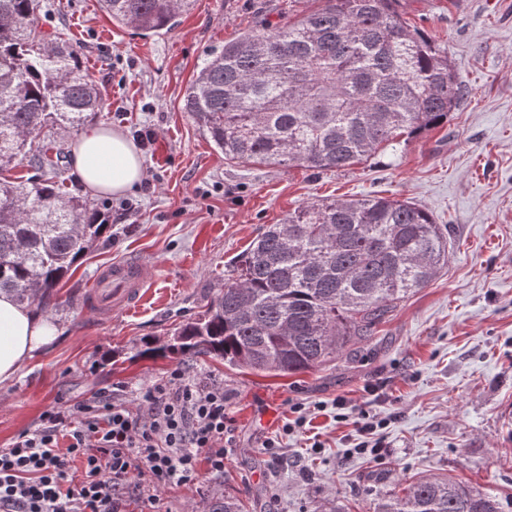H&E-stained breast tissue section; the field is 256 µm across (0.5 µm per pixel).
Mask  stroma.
<instances>
[{
    "mask_svg": "<svg viewBox=\"0 0 512 512\" xmlns=\"http://www.w3.org/2000/svg\"><path fill=\"white\" fill-rule=\"evenodd\" d=\"M50 2L40 23L69 40L108 104L96 123L155 138L139 148L144 179L111 200V238L63 281L50 314L58 338L0 387V448L45 411L102 390L137 408L149 385L181 367L223 384L229 450L223 474L161 490L160 512H203L226 494L247 512H371L377 495L429 475L512 493V0H402L405 20L447 53L466 95L447 123L397 151L326 172L227 161L182 109L209 48L300 15L310 0H196L174 31L146 35L113 23L98 0ZM365 195L425 209L451 244L447 267L357 357L273 376L208 356L143 354L144 341L166 343L205 310L263 225L316 199ZM138 258L152 266L144 302L105 315L89 305L102 269ZM340 399L377 422L381 456L354 454L359 435L338 417ZM294 403L310 415L289 433Z\"/></svg>",
    "mask_w": 512,
    "mask_h": 512,
    "instance_id": "35a3bbf8",
    "label": "stroma"
}]
</instances>
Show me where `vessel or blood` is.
Wrapping results in <instances>:
<instances>
[{
    "label": "vessel or blood",
    "mask_w": 512,
    "mask_h": 512,
    "mask_svg": "<svg viewBox=\"0 0 512 512\" xmlns=\"http://www.w3.org/2000/svg\"><path fill=\"white\" fill-rule=\"evenodd\" d=\"M149 280L150 267L144 261H120L94 280L92 292L101 297L104 305L126 307L140 301Z\"/></svg>",
    "instance_id": "b4317fda"
}]
</instances>
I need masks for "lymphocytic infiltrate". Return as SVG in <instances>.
Instances as JSON below:
<instances>
[{
  "label": "lymphocytic infiltrate",
  "mask_w": 512,
  "mask_h": 512,
  "mask_svg": "<svg viewBox=\"0 0 512 512\" xmlns=\"http://www.w3.org/2000/svg\"><path fill=\"white\" fill-rule=\"evenodd\" d=\"M142 399L143 414L106 391L92 402L46 412L36 429L0 449V512H128L131 502L153 506L158 490L197 481L199 460L223 474L231 425L223 385L177 368ZM76 461L77 481L69 477Z\"/></svg>",
  "instance_id": "f902f5d3"
}]
</instances>
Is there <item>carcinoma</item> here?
I'll return each mask as SVG.
<instances>
[{
    "instance_id": "carcinoma-1",
    "label": "carcinoma",
    "mask_w": 512,
    "mask_h": 512,
    "mask_svg": "<svg viewBox=\"0 0 512 512\" xmlns=\"http://www.w3.org/2000/svg\"><path fill=\"white\" fill-rule=\"evenodd\" d=\"M195 0H100L112 20L171 32ZM318 7L213 48L183 96L224 159L347 169L448 121L464 87L448 55L400 0ZM40 0H0V291L46 313L78 257L112 228L46 128L77 130L101 109L96 81L67 40L39 29ZM27 163L31 175L4 173ZM448 228L407 200L318 199L267 225L206 310L172 334L185 355L288 375L350 358L407 295L448 265ZM205 512H244L226 495ZM373 512H512V494L423 476Z\"/></svg>"
}]
</instances>
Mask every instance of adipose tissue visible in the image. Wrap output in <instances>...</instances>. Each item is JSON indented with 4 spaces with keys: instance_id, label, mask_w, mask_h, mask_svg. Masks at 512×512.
<instances>
[{
    "instance_id": "ef3b65f1",
    "label": "adipose tissue",
    "mask_w": 512,
    "mask_h": 512,
    "mask_svg": "<svg viewBox=\"0 0 512 512\" xmlns=\"http://www.w3.org/2000/svg\"><path fill=\"white\" fill-rule=\"evenodd\" d=\"M71 165L88 189L121 196L145 175L144 159L122 132L95 125L71 146ZM58 335L56 324L0 293V383L11 381L39 348Z\"/></svg>"
}]
</instances>
